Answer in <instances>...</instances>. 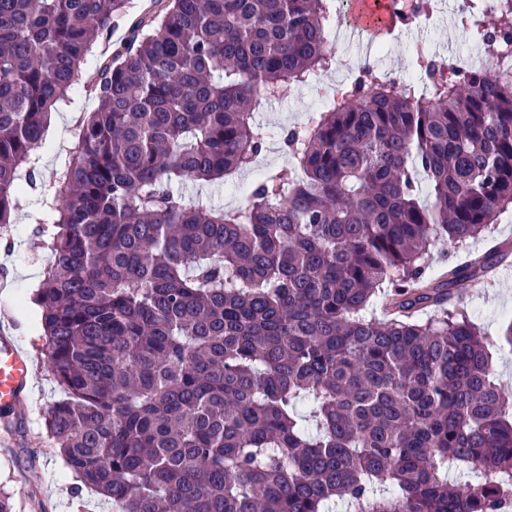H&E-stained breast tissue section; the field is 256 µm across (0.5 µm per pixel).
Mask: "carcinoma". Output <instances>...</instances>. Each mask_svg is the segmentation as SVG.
I'll list each match as a JSON object with an SVG mask.
<instances>
[{
  "label": "carcinoma",
  "mask_w": 512,
  "mask_h": 512,
  "mask_svg": "<svg viewBox=\"0 0 512 512\" xmlns=\"http://www.w3.org/2000/svg\"><path fill=\"white\" fill-rule=\"evenodd\" d=\"M126 0H0V227L50 219L36 291L61 398L52 449L108 512H512V391L459 287L458 251L512 206V81L421 46L420 93L366 66L281 130L287 168L233 208L172 184L252 169L264 105L336 69L333 0H156L93 76ZM459 20L490 53L512 0ZM84 90L45 182L52 115Z\"/></svg>",
  "instance_id": "1"
}]
</instances>
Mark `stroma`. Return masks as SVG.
I'll list each match as a JSON object with an SVG mask.
<instances>
[{
    "instance_id": "obj_1",
    "label": "stroma",
    "mask_w": 512,
    "mask_h": 512,
    "mask_svg": "<svg viewBox=\"0 0 512 512\" xmlns=\"http://www.w3.org/2000/svg\"><path fill=\"white\" fill-rule=\"evenodd\" d=\"M148 6L149 0H127L123 17L86 56V73H94L105 56L124 44L130 23ZM418 37L435 53H464L471 45L459 26L444 20L423 35L407 33L402 42H384L367 55L345 40L335 42L334 47L337 57L359 55L380 72L400 74L409 68L407 45ZM315 101L313 91L305 87L290 98L268 104L257 118L278 129L303 121ZM95 106L94 99L79 91L55 113L39 153L44 176H51L69 157L73 115L93 111ZM39 232V225L26 210L15 213L13 224L0 229V269H7V286L13 294L12 299H0V330L16 337L32 363L31 392L12 422L10 436L0 444V489L12 494L15 512H100L95 495L76 496L71 474L63 459L51 450L45 427V414L60 393L44 362L41 311L31 301L45 267L46 252L39 246ZM510 269L512 261L506 270L498 271L494 282L463 286L460 294L469 316L489 343L498 380L512 385V347L500 341L512 322L502 315L503 310L512 309V280L506 277Z\"/></svg>"
}]
</instances>
